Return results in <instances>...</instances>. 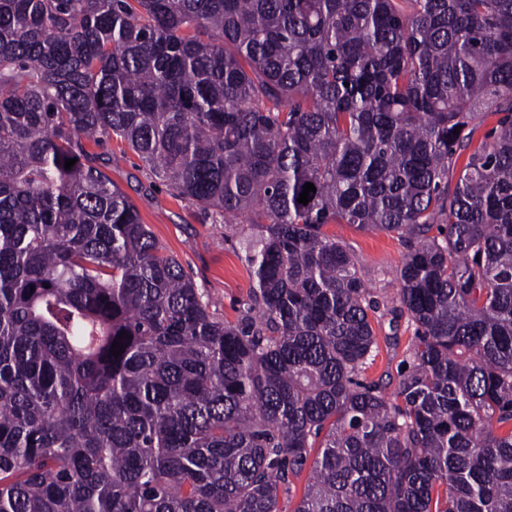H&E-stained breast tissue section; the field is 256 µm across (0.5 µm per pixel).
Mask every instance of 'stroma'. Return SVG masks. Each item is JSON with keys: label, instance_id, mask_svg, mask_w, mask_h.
Here are the masks:
<instances>
[{"label": "stroma", "instance_id": "35a3bbf8", "mask_svg": "<svg viewBox=\"0 0 512 512\" xmlns=\"http://www.w3.org/2000/svg\"><path fill=\"white\" fill-rule=\"evenodd\" d=\"M101 153L106 173L131 198L158 244L208 292L218 316L237 321L252 288L245 260L248 225L203 218L196 207L156 180L124 143L110 141ZM325 230L346 243L377 303L370 314L377 347L363 379L394 390L414 337L413 325L398 310L400 285L395 275L408 247L396 234L350 224H329Z\"/></svg>", "mask_w": 512, "mask_h": 512}]
</instances>
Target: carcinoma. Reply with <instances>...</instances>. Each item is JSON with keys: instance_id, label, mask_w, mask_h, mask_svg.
<instances>
[{"instance_id": "1", "label": "carcinoma", "mask_w": 512, "mask_h": 512, "mask_svg": "<svg viewBox=\"0 0 512 512\" xmlns=\"http://www.w3.org/2000/svg\"><path fill=\"white\" fill-rule=\"evenodd\" d=\"M114 138L249 215L240 320ZM328 224L409 243L390 398ZM319 438L293 512H512V0H0V512H281ZM320 440L321 439L319 438L315 448H312L306 468L297 476H289L288 484L285 486L287 490L281 495L280 498L279 506L283 512H291V510H293L294 506L302 496L304 487L306 485L307 475L310 470V464L318 452L317 446L319 445Z\"/></svg>"}]
</instances>
